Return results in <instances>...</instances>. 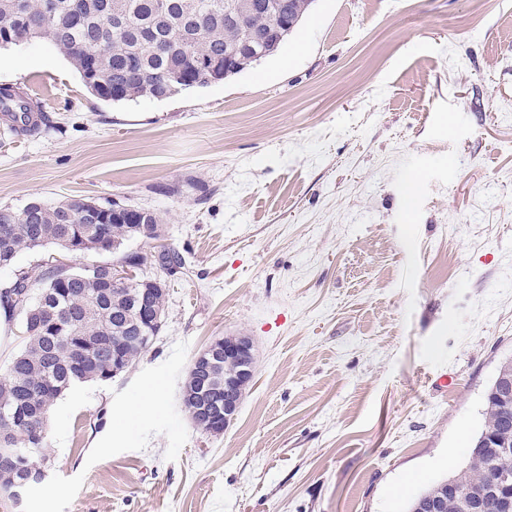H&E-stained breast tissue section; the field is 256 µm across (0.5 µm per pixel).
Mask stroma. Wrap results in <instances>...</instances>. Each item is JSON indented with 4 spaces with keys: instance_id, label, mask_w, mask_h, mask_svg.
Returning a JSON list of instances; mask_svg holds the SVG:
<instances>
[{
    "instance_id": "1",
    "label": "stroma",
    "mask_w": 512,
    "mask_h": 512,
    "mask_svg": "<svg viewBox=\"0 0 512 512\" xmlns=\"http://www.w3.org/2000/svg\"><path fill=\"white\" fill-rule=\"evenodd\" d=\"M293 37L114 104L44 40L0 47L57 123L0 146V206L140 207L188 264L139 361L57 402L23 512H403L465 463L512 360V0H315ZM236 334L255 377L206 436L184 376Z\"/></svg>"
}]
</instances>
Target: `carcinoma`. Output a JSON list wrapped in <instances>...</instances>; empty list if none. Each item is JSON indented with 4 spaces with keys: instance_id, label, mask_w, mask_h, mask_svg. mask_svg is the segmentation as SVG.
Returning a JSON list of instances; mask_svg holds the SVG:
<instances>
[{
    "instance_id": "1",
    "label": "carcinoma",
    "mask_w": 512,
    "mask_h": 512,
    "mask_svg": "<svg viewBox=\"0 0 512 512\" xmlns=\"http://www.w3.org/2000/svg\"><path fill=\"white\" fill-rule=\"evenodd\" d=\"M231 0H0V35L17 44L31 38L48 42L69 62L80 78L87 72L106 91H91L112 103L138 98L167 99L193 83L205 87L236 75L275 55L309 13L313 0H236L245 5V25L227 24L224 12ZM235 56V70H224V58ZM211 61L210 70L198 67V57ZM0 114L7 117L0 139L36 136L54 126L52 117L32 98L12 86L0 87ZM91 208L84 199L43 204L35 211L0 206V267L13 264L25 251L49 244L73 252H109L134 240H154L162 231L158 217L142 211L138 220L84 223L65 222L66 212ZM148 260L142 252H124L118 263L134 275L114 284L106 267L47 263L39 275L37 297L30 291L29 273L21 271L0 289V305L22 317L26 342L0 376V404L16 417L0 418V441L7 447L40 448L49 454L46 431L57 400L79 383L112 380V359L132 365L149 349L128 329L135 319L134 297L152 288V303L164 321L166 284L152 286L135 275ZM173 276L186 269L184 256L169 246L156 257ZM69 317L67 328L50 317L55 308ZM204 401L224 402V388L208 379L197 364L189 367L182 386V402L194 427L206 434L224 433V415L200 420L195 408ZM484 422L474 439L466 464L448 477L424 486L412 496L407 512H422L424 503L438 499L445 512H474L469 499L448 497V480L470 489H489L496 474L512 475V453L488 466L493 455L486 434L512 425V411L503 409L494 387L484 398Z\"/></svg>"
}]
</instances>
